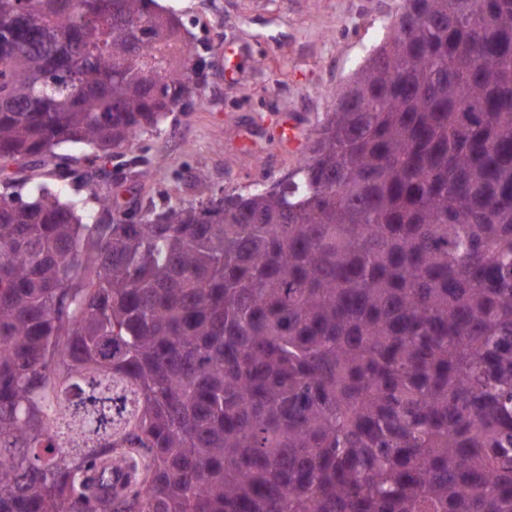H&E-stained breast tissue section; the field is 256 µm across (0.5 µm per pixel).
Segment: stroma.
Masks as SVG:
<instances>
[{
	"mask_svg": "<svg viewBox=\"0 0 512 512\" xmlns=\"http://www.w3.org/2000/svg\"><path fill=\"white\" fill-rule=\"evenodd\" d=\"M402 0H158L206 59L190 111L169 113L158 128L96 168L113 191L157 203L196 205L215 194L273 183L298 153L282 149L276 123L288 115L308 137L337 90L380 39ZM249 133L255 149L239 147Z\"/></svg>",
	"mask_w": 512,
	"mask_h": 512,
	"instance_id": "35a3bbf8",
	"label": "stroma"
}]
</instances>
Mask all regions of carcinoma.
I'll list each match as a JSON object with an SVG mask.
<instances>
[{"mask_svg":"<svg viewBox=\"0 0 512 512\" xmlns=\"http://www.w3.org/2000/svg\"><path fill=\"white\" fill-rule=\"evenodd\" d=\"M181 27L0 0V159L188 111ZM349 85L269 188L0 192V512H512V0H403Z\"/></svg>","mask_w":512,"mask_h":512,"instance_id":"carcinoma-1","label":"carcinoma"}]
</instances>
